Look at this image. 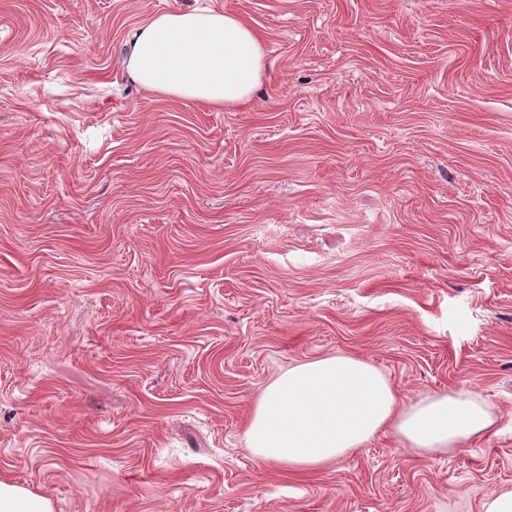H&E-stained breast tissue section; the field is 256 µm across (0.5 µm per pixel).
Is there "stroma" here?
I'll return each mask as SVG.
<instances>
[{"label":"stroma","instance_id":"35a3bbf8","mask_svg":"<svg viewBox=\"0 0 512 512\" xmlns=\"http://www.w3.org/2000/svg\"><path fill=\"white\" fill-rule=\"evenodd\" d=\"M264 39L224 111L141 88L151 17ZM346 354L495 435L245 444L265 387ZM0 474L55 512H484L512 488V0H0Z\"/></svg>","mask_w":512,"mask_h":512}]
</instances>
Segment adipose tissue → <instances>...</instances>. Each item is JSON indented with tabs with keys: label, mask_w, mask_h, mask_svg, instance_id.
Masks as SVG:
<instances>
[{
	"label": "adipose tissue",
	"mask_w": 512,
	"mask_h": 512,
	"mask_svg": "<svg viewBox=\"0 0 512 512\" xmlns=\"http://www.w3.org/2000/svg\"><path fill=\"white\" fill-rule=\"evenodd\" d=\"M127 68L145 90L169 99L233 109L266 78L264 43L234 14L210 8L158 15L128 43ZM497 417L469 392L400 403L383 373L360 359L302 361L262 392L245 433L247 448L267 462L315 468L393 430L411 448L452 452L492 434ZM0 512H54L37 489L0 477Z\"/></svg>",
	"instance_id": "obj_1"
}]
</instances>
